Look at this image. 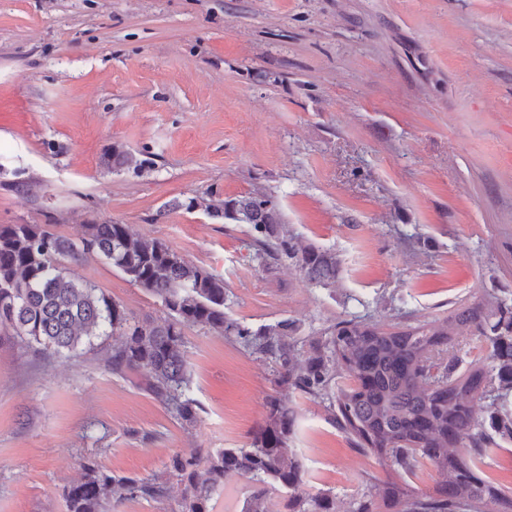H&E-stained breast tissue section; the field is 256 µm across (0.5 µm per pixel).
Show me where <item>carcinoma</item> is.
I'll list each match as a JSON object with an SVG mask.
<instances>
[{
    "label": "carcinoma",
    "mask_w": 512,
    "mask_h": 512,
    "mask_svg": "<svg viewBox=\"0 0 512 512\" xmlns=\"http://www.w3.org/2000/svg\"><path fill=\"white\" fill-rule=\"evenodd\" d=\"M104 164L114 171L151 164L118 147ZM216 219L248 224L255 258L288 259L304 279L334 288L336 253L302 246L275 201L248 193L206 207ZM95 256L157 298L166 317L140 321L73 271ZM224 280L180 257L165 243L126 224H86L79 241L48 224H0V339L17 337L62 356L93 338L116 336L107 362L119 374L142 373L145 388L192 423L198 403L187 395L190 371L183 329L199 325L235 336L278 366L279 381L328 402L338 426L356 445L409 474L425 460L443 476L432 494L410 495L386 484L383 506L400 512H512V494L480 478L477 462L492 444L474 416L478 400L492 426L512 441V305L495 297L462 304L448 317L387 330L370 319L342 320L321 338L301 340L291 319L250 328L224 312ZM475 333L487 362L455 373L458 337ZM295 412L276 398L248 448L175 454L159 480L117 476L89 460L64 487L66 512H113L126 497L162 499L174 479L184 486L181 512H210L212 494L234 475L256 485L242 512H335L324 495H304L305 469L290 447Z\"/></svg>",
    "instance_id": "carcinoma-1"
}]
</instances>
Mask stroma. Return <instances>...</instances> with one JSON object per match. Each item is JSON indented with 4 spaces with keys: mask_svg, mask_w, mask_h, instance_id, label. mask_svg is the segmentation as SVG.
<instances>
[{
    "mask_svg": "<svg viewBox=\"0 0 512 512\" xmlns=\"http://www.w3.org/2000/svg\"><path fill=\"white\" fill-rule=\"evenodd\" d=\"M116 146L152 167L108 169ZM257 191L301 244L336 251L335 287L260 264L248 225L181 207ZM103 221L223 278L225 313L252 328L512 304V0H0V224L75 240ZM76 273L140 320L164 315L99 258ZM184 342L191 424L107 366L108 339L62 358L0 340V512H66L89 459L150 479L176 453L249 447L272 397L295 411L306 494L336 512L440 482L357 448L234 338L196 325ZM477 473L512 489V442Z\"/></svg>",
    "mask_w": 512,
    "mask_h": 512,
    "instance_id": "35a3bbf8",
    "label": "stroma"
}]
</instances>
